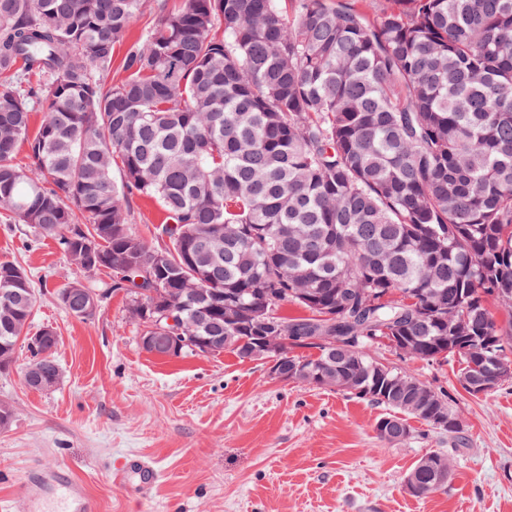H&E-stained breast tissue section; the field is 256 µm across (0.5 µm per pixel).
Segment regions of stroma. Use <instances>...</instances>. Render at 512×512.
Returning a JSON list of instances; mask_svg holds the SVG:
<instances>
[{
    "mask_svg": "<svg viewBox=\"0 0 512 512\" xmlns=\"http://www.w3.org/2000/svg\"><path fill=\"white\" fill-rule=\"evenodd\" d=\"M180 2L146 0L116 47L113 75L160 7ZM0 261L28 272L37 296L30 330L54 329L61 370L56 387L30 389L21 340L0 375V399L15 407L0 429V512L29 479L50 472L78 481L99 512H512V384L472 396L456 364L375 348L382 362L444 391L464 422L460 443L414 420L409 439L389 444L375 430L384 409L370 401L271 379L263 363L228 350L146 352L123 294L104 299L90 319L69 315L56 291L80 270L52 240L1 211ZM134 454L153 459L161 474L145 502L113 479ZM428 454L448 457L450 475L443 489L417 498L405 478Z\"/></svg>",
    "mask_w": 512,
    "mask_h": 512,
    "instance_id": "stroma-1",
    "label": "stroma"
}]
</instances>
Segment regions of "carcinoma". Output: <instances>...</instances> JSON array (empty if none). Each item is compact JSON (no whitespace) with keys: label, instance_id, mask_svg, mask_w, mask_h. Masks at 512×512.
I'll list each match as a JSON object with an SVG mask.
<instances>
[{"label":"carcinoma","instance_id":"obj_1","mask_svg":"<svg viewBox=\"0 0 512 512\" xmlns=\"http://www.w3.org/2000/svg\"><path fill=\"white\" fill-rule=\"evenodd\" d=\"M144 3L0 0V210L86 274L63 307L89 319L91 299L123 293L159 357L149 289L179 298L182 335L232 336L242 360L263 316L285 359L385 408L380 440L408 439L409 416L461 439L453 400L380 375L369 351L400 336L410 358L512 381V0H184L109 82ZM134 195L161 203L162 244L132 229ZM3 289L0 370L36 302L12 262ZM450 314L469 325L464 351ZM54 348L31 347L41 390L60 379ZM441 469L424 456L405 482L426 497Z\"/></svg>","mask_w":512,"mask_h":512}]
</instances>
